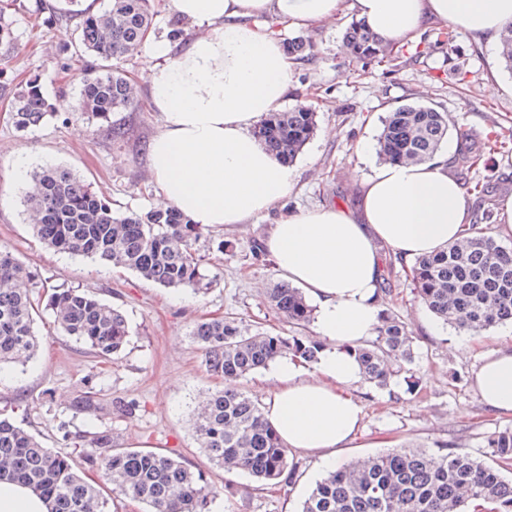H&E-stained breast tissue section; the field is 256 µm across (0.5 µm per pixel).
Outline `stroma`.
Instances as JSON below:
<instances>
[{
    "label": "stroma",
    "instance_id": "1",
    "mask_svg": "<svg viewBox=\"0 0 512 512\" xmlns=\"http://www.w3.org/2000/svg\"><path fill=\"white\" fill-rule=\"evenodd\" d=\"M58 8L57 0H0V21L12 30L11 41L0 45V247L12 250L47 285L80 288L118 307L130 336L119 359L104 363L86 345L60 335L53 316L43 314L35 323L41 341L35 357L0 369V412L60 455L79 456L83 435L100 429L111 431L116 448L179 455L212 484L231 485V492L213 500L211 512H299L324 475L316 455L294 454L291 481L264 485L244 473L224 475L201 452L194 414L218 381L207 373L191 330L199 319L224 316L252 331L295 335L293 325L268 298L281 278L271 261L252 259L250 245L265 239L279 213L324 204L351 206L358 181L370 172L357 145L366 138L378 140L384 118L398 105L416 102L447 113L450 127L466 130L474 147L495 140L510 144V151L494 155L487 168L471 173L461 169L456 151L448 153V171L461 182L470 211L496 210L498 199L512 193V95L495 93L494 87L512 82V72L502 66L498 46L477 43L457 30L444 36L438 24L429 26L417 42L404 45L401 62L390 68L352 62L343 52L351 13L308 32L314 55L298 61L284 103L288 109L304 104L317 114L313 138L292 163L295 185L275 211L204 238L207 246L223 242L224 260L209 270L214 277L210 289L196 295L47 248L29 223L26 187L9 179V164L21 152L29 158L30 172L50 166L71 169L109 201L114 214L157 205L148 190L146 166L157 115L147 107L144 70L154 43H167L176 52L190 31L157 12L151 40L125 64L139 87L140 106L116 114L125 135L115 141L100 122L73 110L83 79L102 62L77 49L76 22L60 19ZM35 75L56 111L40 125L20 131L9 114L13 92L18 82ZM409 268L403 259L385 256L391 290L383 305L413 333L418 385L411 392L403 382L388 390L357 383L352 393L365 407L363 429L341 449L339 464L402 446L434 450L447 442L481 459L487 435L512 427V416L486 409L473 386L483 356L504 342L501 327L467 342L450 325L433 333L435 317L420 305ZM83 398L88 407L76 409V401ZM131 401L137 410L129 416L122 407Z\"/></svg>",
    "mask_w": 512,
    "mask_h": 512
}]
</instances>
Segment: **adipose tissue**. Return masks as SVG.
<instances>
[{"label":"adipose tissue","mask_w":512,"mask_h":512,"mask_svg":"<svg viewBox=\"0 0 512 512\" xmlns=\"http://www.w3.org/2000/svg\"><path fill=\"white\" fill-rule=\"evenodd\" d=\"M164 8L199 32L175 55L166 44L155 46L147 81L159 128L148 144V169L161 202L208 230L250 223L293 186V167L253 133L261 118L280 110L292 80L295 61L282 30H316L347 11L397 46L432 24L489 44L512 24V0H164ZM358 151L372 165L355 209L287 214L265 239L278 273L312 300L314 331L325 347L310 372L292 359L277 361L263 416L287 448L319 454L327 470L363 419L349 393L361 379L350 350L379 323L385 252L431 254L463 240L469 222L447 154L401 164L374 162L369 140ZM473 385L485 406L512 415V347L487 355Z\"/></svg>","instance_id":"1"}]
</instances>
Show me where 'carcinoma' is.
Listing matches in <instances>:
<instances>
[{
	"instance_id": "carcinoma-1",
	"label": "carcinoma",
	"mask_w": 512,
	"mask_h": 512,
	"mask_svg": "<svg viewBox=\"0 0 512 512\" xmlns=\"http://www.w3.org/2000/svg\"><path fill=\"white\" fill-rule=\"evenodd\" d=\"M61 11L79 18V46L105 65L80 93L74 111L102 122L128 112L137 102L128 72L119 63L133 57L154 17L153 0H108L91 14L81 0H62ZM344 44L357 62L395 67L403 49L383 44L362 21L349 24ZM504 68L512 71V25L500 37ZM301 36L288 41L296 59L311 55ZM39 78L16 88L10 115L26 130L53 114ZM316 116L294 106L262 120L254 134L270 151L292 162L313 137ZM445 112L418 103L388 112L379 137L385 161L419 163L431 158L448 139ZM458 156L468 169L487 167L485 154L467 148L459 132ZM24 203L32 228L49 247L105 264L125 267L166 288L201 292L211 280L199 253L203 229L181 211L162 203L117 216L92 187L61 167L34 173ZM491 212L470 219L469 236L415 259L410 274L422 304L438 319L473 334L512 321V249L489 234ZM274 309L299 328L312 319L313 308L302 292L287 284L271 289ZM52 314L59 331L86 344L110 361L128 336L121 312L79 288L37 282L35 274L11 251L0 250V367L25 362L38 348L34 315ZM376 337L354 348L364 379L383 389L415 363L413 336L403 320L380 311ZM204 352L207 372L223 381L210 391L194 428L208 460L225 474L246 472L260 482L291 476L289 451L265 423L262 404L241 387L250 374L287 356L315 362L320 341L301 334L278 336L249 332L236 320L204 318L191 332ZM488 460L444 444L429 448H393L353 461L326 474L302 503L300 512H512V428L486 436ZM95 471L99 482L84 477ZM0 480L24 485L43 497L50 512H108L104 491L143 503L149 512H208L217 487L178 457L150 449L114 448L112 434L92 433L80 459L57 455L29 431L0 417Z\"/></svg>"
}]
</instances>
